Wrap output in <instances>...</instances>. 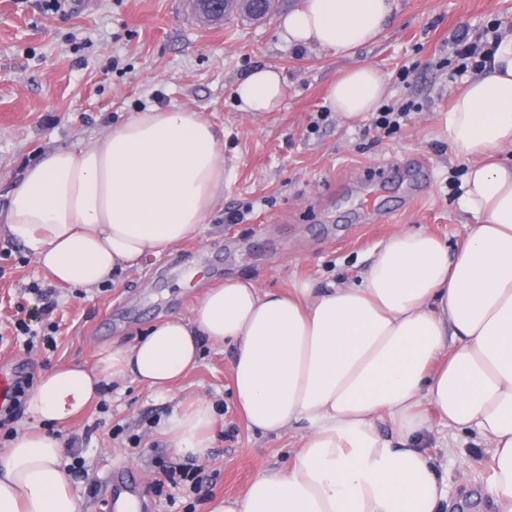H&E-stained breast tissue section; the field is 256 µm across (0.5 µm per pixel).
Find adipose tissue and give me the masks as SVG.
Instances as JSON below:
<instances>
[{"label": "adipose tissue", "instance_id": "ef3b65f1", "mask_svg": "<svg viewBox=\"0 0 512 512\" xmlns=\"http://www.w3.org/2000/svg\"><path fill=\"white\" fill-rule=\"evenodd\" d=\"M394 0H303L279 19L281 40L348 56L377 40ZM280 71L262 65L235 86L245 111L279 108ZM386 94L372 66L330 86L331 110L364 118ZM466 160L456 249L423 231L383 242L359 281L287 292L247 277L207 289L191 318L172 315L94 366L41 373L26 400L33 423L66 422L108 381L169 393L198 362L202 341L232 347L233 391L250 428L301 426L290 465L267 468L243 495L209 512H452L425 449L431 418L476 433L494 451L482 495L512 512V29L491 42L441 125ZM224 187L213 126L187 110L131 114L96 143L47 153L27 168L5 214L10 236L57 284L87 289L196 234ZM214 406L197 400L161 425L181 459L206 457ZM388 422L396 440L378 425ZM60 440L32 426L0 450V512H79Z\"/></svg>", "mask_w": 512, "mask_h": 512}]
</instances>
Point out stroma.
Returning a JSON list of instances; mask_svg holds the SVG:
<instances>
[{"instance_id":"stroma-1","label":"stroma","mask_w":512,"mask_h":512,"mask_svg":"<svg viewBox=\"0 0 512 512\" xmlns=\"http://www.w3.org/2000/svg\"><path fill=\"white\" fill-rule=\"evenodd\" d=\"M302 0H277L255 21L231 13L206 23L192 0H79L54 13L44 0H0V210L26 169L49 151L87 145L131 112H199L218 133L228 174L221 200L198 235L173 252L147 255L90 292L56 288L51 314L33 284L47 279L32 255L0 223V369L32 377L58 365H93L103 345L134 342L173 314L190 316L204 289L248 276L284 291L356 278L377 246L402 230H420L456 246L469 217L459 206L466 172L439 127L452 98L477 70H463L454 42L467 27L489 43L512 28V0H395L382 36L345 57L297 50L277 35L281 14ZM367 64L388 85L384 106L407 109L396 133L371 119L340 121L327 90L344 70ZM258 65L279 68L286 92L279 109L255 115L234 97L236 81ZM425 161L423 176L404 163ZM243 216L227 223L230 212ZM55 323L54 347L27 348L12 323L20 310ZM231 350L204 345L197 366L169 396L125 380L62 425L94 484L76 480L80 512H105L112 469L133 472L147 512H208L212 498L242 494L264 468L289 464L301 433L251 430L231 396ZM215 406L213 442L198 466L215 480L208 496L164 483L160 461H173L161 421L197 397ZM454 455L431 449L448 477L455 512H490L480 492L493 450L474 435Z\"/></svg>"}]
</instances>
